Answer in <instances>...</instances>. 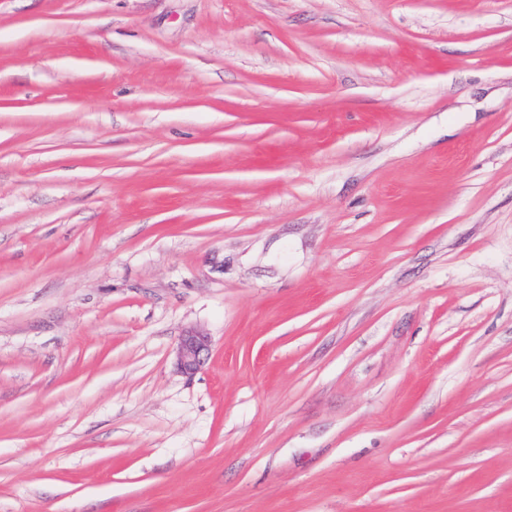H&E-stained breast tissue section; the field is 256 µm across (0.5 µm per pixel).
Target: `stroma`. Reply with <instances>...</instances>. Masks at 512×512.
Masks as SVG:
<instances>
[{
  "label": "stroma",
  "mask_w": 512,
  "mask_h": 512,
  "mask_svg": "<svg viewBox=\"0 0 512 512\" xmlns=\"http://www.w3.org/2000/svg\"><path fill=\"white\" fill-rule=\"evenodd\" d=\"M0 512H512V0H0ZM176 366L180 373L191 377L203 370L211 353L210 337L189 328L179 337L176 346Z\"/></svg>",
  "instance_id": "1"
}]
</instances>
